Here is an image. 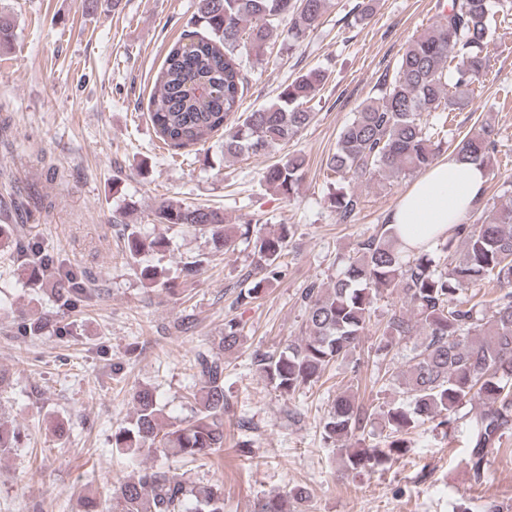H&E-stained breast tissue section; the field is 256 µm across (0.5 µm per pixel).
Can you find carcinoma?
<instances>
[{
    "mask_svg": "<svg viewBox=\"0 0 512 512\" xmlns=\"http://www.w3.org/2000/svg\"><path fill=\"white\" fill-rule=\"evenodd\" d=\"M377 0H358L354 24L367 23ZM326 0H197L196 19L208 31L184 35L167 52L156 74V93L149 119L163 144L178 150L223 136L224 157L265 154L310 124L307 104L329 79L315 67L299 73L273 102L237 115L247 90L242 54L259 59L282 23L296 47L322 24ZM496 23L491 0H448L427 33L413 39L399 57L393 74L377 82V95L366 99L340 131L336 149L325 160L337 188L327 203L339 220L349 223L360 211L358 194L346 184L382 186L428 168L448 138L447 119L428 121L433 112L451 113L470 102L475 83L485 73L483 55ZM14 26L0 15V47L11 48ZM495 128L488 122L457 140L458 161L489 165L495 150ZM306 159L288 155L269 166L262 179L285 199L297 194ZM477 222L455 224L447 238L438 237L410 250L401 248L394 228L360 240L352 255L328 285L311 282L301 294L305 310L304 336L276 354H257L253 363L272 387L291 397L319 382L333 363L359 348L378 300L397 296L390 309L377 350L389 354L400 342L420 339L408 367L390 374L406 402L376 412L344 391L332 400L322 422V439L340 445L343 469L369 472L398 458L407 447L405 435L430 421L450 428L459 407L474 400L481 408L468 421L467 464L476 480L484 476L485 457L512 439V202H475ZM152 222L169 228L198 230L209 249L180 262L176 272L160 264L170 252L166 236L145 231L141 224L118 218L122 252L147 288L176 292L195 279L212 258L235 249L240 237H253L256 281L238 294L247 305L266 286L284 275L292 224L268 233L248 224H226L224 210L184 200H164L152 212ZM9 249L21 263L27 282L39 288L52 279L58 310L75 312L88 305L94 289L70 269L55 265L53 256L24 233L22 224H0V250ZM17 334L35 338L47 331L68 333L55 317L40 315L16 320ZM242 340L239 322H224L217 348L197 351L198 387L190 393L192 415L167 419L155 390L135 387L129 418L112 433V447L132 458L180 457L191 462L224 448V355ZM380 414L386 440L359 447L361 437ZM19 427L0 418V458L24 447ZM310 495L294 486L262 499L256 512H299ZM84 512H224V487H191L183 476L164 465H144L132 477L112 486L110 503L86 499Z\"/></svg>",
    "mask_w": 512,
    "mask_h": 512,
    "instance_id": "carcinoma-1",
    "label": "carcinoma"
}]
</instances>
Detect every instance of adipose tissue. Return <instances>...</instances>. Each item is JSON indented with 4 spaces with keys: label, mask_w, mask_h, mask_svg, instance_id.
<instances>
[{
    "label": "adipose tissue",
    "mask_w": 512,
    "mask_h": 512,
    "mask_svg": "<svg viewBox=\"0 0 512 512\" xmlns=\"http://www.w3.org/2000/svg\"><path fill=\"white\" fill-rule=\"evenodd\" d=\"M488 173L484 167L448 156L429 167L401 197L388 217L402 246H414V228L425 239L447 236L453 224L480 198Z\"/></svg>",
    "instance_id": "ef3b65f1"
}]
</instances>
